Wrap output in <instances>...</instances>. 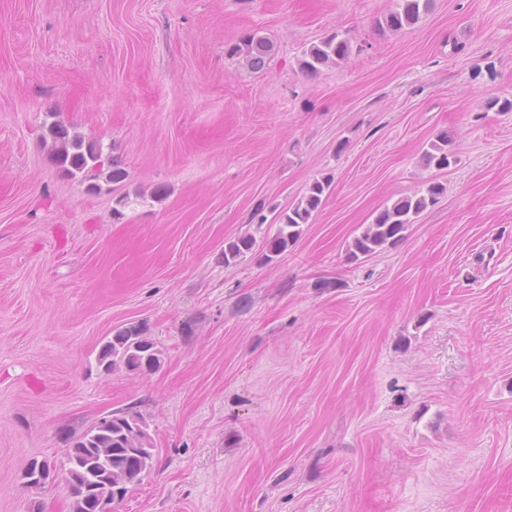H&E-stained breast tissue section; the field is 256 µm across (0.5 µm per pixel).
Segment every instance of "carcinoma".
<instances>
[{"label": "carcinoma", "mask_w": 512, "mask_h": 512, "mask_svg": "<svg viewBox=\"0 0 512 512\" xmlns=\"http://www.w3.org/2000/svg\"><path fill=\"white\" fill-rule=\"evenodd\" d=\"M430 6L431 0H396L395 8L379 21V27L392 32L411 27ZM272 49L267 38L253 33L229 45L227 54L242 58L251 70L263 72ZM351 52L347 34L334 31L304 49L298 65L302 72L314 76L324 67L344 63ZM47 136L53 163L72 178L104 174L114 183L125 180L126 171L109 162L100 143L79 134L71 135L56 125L48 128ZM421 162L423 167L437 170L456 163L454 137L446 132L439 134L424 149ZM330 187L331 178L315 179L293 207L275 213L273 223L277 231L265 243L267 260L286 251L301 235L302 225L310 223L322 207ZM444 192L442 183L430 181L413 194L386 205L348 243V259L355 263L400 242L416 218L434 206ZM255 247L256 239L251 235L228 241L224 247V264L237 263L253 253ZM96 362L104 371L145 372L161 366L162 351L143 325L132 324L117 329L102 344ZM149 428L147 419L137 411L114 413L75 439L66 450L62 467L45 459L32 461L29 469L38 467L45 474L61 476L68 487L72 512H101L99 504L103 498L114 505L121 503L131 489L155 470L158 454L152 446Z\"/></svg>", "instance_id": "cac0c4a2"}]
</instances>
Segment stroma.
<instances>
[{"mask_svg": "<svg viewBox=\"0 0 512 512\" xmlns=\"http://www.w3.org/2000/svg\"><path fill=\"white\" fill-rule=\"evenodd\" d=\"M0 0V512H70L29 485L100 418L150 423L155 470L117 512H512V0ZM349 32L345 63L302 50ZM256 32L266 71L225 53ZM127 172L88 190L52 123ZM457 162L420 157L442 132ZM295 244L268 215L318 177ZM446 193L362 262L389 199ZM144 324L159 369L104 373ZM430 6L431 0H396L395 8L379 20V27L392 32L411 27L429 11ZM351 52L352 45L347 34L334 31L304 49L298 58V65L302 72L314 76L324 67L344 63ZM331 183V176L313 180L293 207L288 211L275 213L273 224L277 225V231L274 237L265 243L264 256L268 261H272L275 256L286 251L288 246L301 235L302 225L309 224L322 207ZM256 239L251 235H244L228 241L224 247V263L235 264L247 254H252L256 247Z\"/></svg>", "mask_w": 512, "mask_h": 512, "instance_id": "stroma-1", "label": "stroma"}]
</instances>
